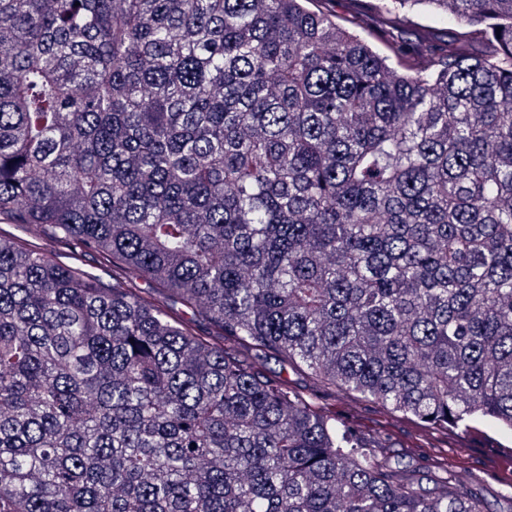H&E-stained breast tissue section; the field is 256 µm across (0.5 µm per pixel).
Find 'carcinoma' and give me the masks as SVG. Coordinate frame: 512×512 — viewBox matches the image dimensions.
<instances>
[{
	"instance_id": "cac0c4a2",
	"label": "carcinoma",
	"mask_w": 512,
	"mask_h": 512,
	"mask_svg": "<svg viewBox=\"0 0 512 512\" xmlns=\"http://www.w3.org/2000/svg\"><path fill=\"white\" fill-rule=\"evenodd\" d=\"M423 3L469 30L396 35ZM348 22L0 0V221L113 280L0 229V512H482L267 373L512 433V0ZM4 229L14 233L17 239L22 243H31L34 245H40L41 247L46 248L48 251L50 250V246L48 241L45 238L46 229L41 228L40 226L28 224L23 228H16L14 224L6 225L0 224Z\"/></svg>"
}]
</instances>
